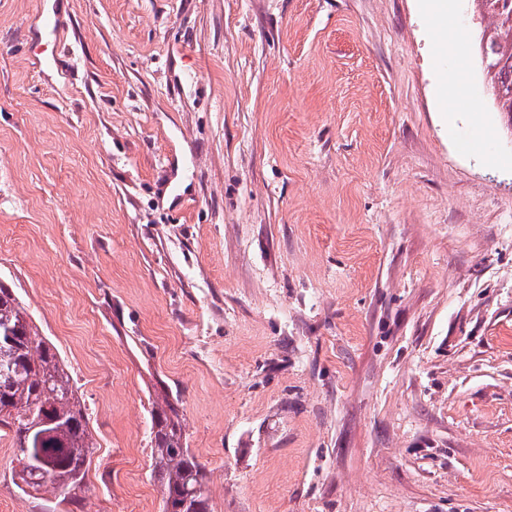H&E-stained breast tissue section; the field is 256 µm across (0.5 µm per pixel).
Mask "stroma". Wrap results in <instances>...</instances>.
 Returning <instances> with one entry per match:
<instances>
[{"mask_svg":"<svg viewBox=\"0 0 512 512\" xmlns=\"http://www.w3.org/2000/svg\"><path fill=\"white\" fill-rule=\"evenodd\" d=\"M424 0H0V284L162 512L179 400L213 512H512V131ZM458 72L467 108L436 90Z\"/></svg>","mask_w":512,"mask_h":512,"instance_id":"1","label":"stroma"}]
</instances>
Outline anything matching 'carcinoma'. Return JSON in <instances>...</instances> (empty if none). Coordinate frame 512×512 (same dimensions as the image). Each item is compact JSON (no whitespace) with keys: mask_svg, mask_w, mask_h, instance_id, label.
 I'll list each match as a JSON object with an SVG mask.
<instances>
[{"mask_svg":"<svg viewBox=\"0 0 512 512\" xmlns=\"http://www.w3.org/2000/svg\"><path fill=\"white\" fill-rule=\"evenodd\" d=\"M487 21L479 53L501 110L512 124V0H471ZM0 425L13 433L19 451L16 486L25 494L84 487L95 447L86 408L71 384L57 347L40 338L12 289L0 284ZM49 422L35 441L33 420ZM151 477L160 488L163 512H212L206 471L187 444L184 421L165 394L153 404Z\"/></svg>","mask_w":512,"mask_h":512,"instance_id":"carcinoma-1","label":"carcinoma"}]
</instances>
